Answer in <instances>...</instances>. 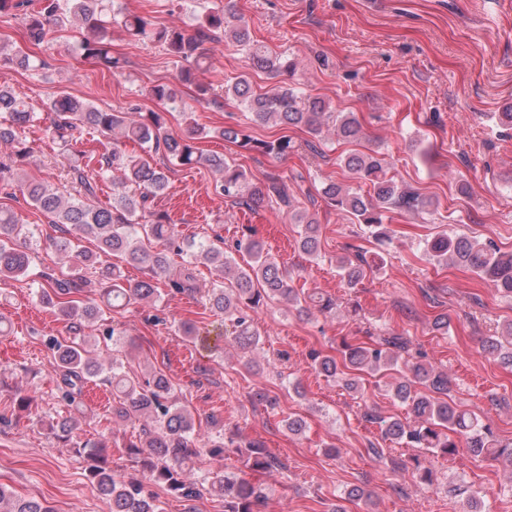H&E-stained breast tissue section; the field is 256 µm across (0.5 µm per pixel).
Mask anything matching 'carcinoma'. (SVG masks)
Listing matches in <instances>:
<instances>
[{"label":"carcinoma","mask_w":512,"mask_h":512,"mask_svg":"<svg viewBox=\"0 0 512 512\" xmlns=\"http://www.w3.org/2000/svg\"><path fill=\"white\" fill-rule=\"evenodd\" d=\"M101 0H44L39 11L27 16L29 36L41 42L50 25L67 24L83 27L87 35L81 43L83 55L97 60L108 70L119 68L112 57V24L121 25L130 35L156 42L170 54L186 63L180 80L195 85L199 95L210 93V86L198 81V74L207 68L204 44L223 34L240 48L250 68L271 75L296 70V59L274 52L267 45L251 38L249 25L234 10L233 0L224 8H202L194 14V33L185 34L176 28L151 29L140 16L106 13ZM0 65H14L23 70L37 68L26 55L8 49L0 43ZM224 93L234 97L249 113L251 122L305 130L315 141L333 136L345 142H357L362 137V125L352 112H336L320 97L306 95L293 88L273 89L258 93L253 89L248 73H241L224 86ZM149 95L161 106L160 111L142 113L134 108L128 112L104 111L87 99L67 92L54 96L46 104L53 115L52 138L70 145L74 134L82 131L111 134L112 152L99 161L98 176L107 179L116 170L122 172L119 182L112 184V202L100 205L93 201L96 181L85 174V168L75 166L72 179L81 187L78 195H67L38 181H20L24 199L49 218V223L64 227L66 236L54 242L60 263L68 269L64 278L42 271L43 281L38 291L40 301L62 319L78 328L84 322L103 317L92 299H82L84 287L95 284L107 298L111 308L124 307L132 301L148 302L160 296L155 280L169 278L170 291L184 294L195 291L198 267H214L223 274H234V286L227 291L217 286L208 289L206 302L210 309L224 314L229 322L230 340L242 352L257 348L259 334L254 329L249 310L266 299L278 298L292 306L301 305L298 289L291 284L280 262L270 254L262 241L250 236L235 243L237 252H244L249 261L241 266L234 263L226 251L209 238L190 240L179 236L175 225L162 214L146 211V204L165 193L168 176L162 166L152 162L155 155L178 165L208 167L216 176L224 196L237 204L258 203L273 199L286 210L296 224L302 225L298 247L309 257L318 256L319 224L303 211L294 208L293 199L283 179L266 183L248 180L245 171L228 165L217 155H205L195 147V140L205 129L187 121L181 133L167 130L166 115L183 112L175 91L167 85H155ZM34 121L27 104L8 86L0 85V145L12 148L16 160L31 156L33 149L20 136ZM219 135L243 147H251L276 158L285 157L296 149L290 138L272 141L254 140L233 128ZM138 143L143 154L126 153V142ZM346 170L358 181L370 186L362 188L330 180L324 183L322 194L336 209L349 213L359 223L373 229L381 241L391 239L385 221L395 209L426 211L429 203L410 187L388 176L381 153L352 152L341 159ZM96 241L97 252H88L77 244L83 238ZM37 230L17 222L9 210L0 209V278L16 279L30 271L29 250L36 246ZM425 255L437 263L464 267L478 277L490 281L497 291L512 297V253H504L490 241L475 236L442 235L428 242ZM182 259V268L170 277V255ZM119 255L125 261L145 271L141 280L121 282V275L107 257ZM362 254L341 256L336 260L339 275L347 286L355 287L365 276ZM103 339L112 342L113 349L127 343L123 329L108 325L100 330ZM55 351V380L61 400L69 405L80 402L87 383L97 381L112 388V419L138 425L135 439L126 445L127 454L146 472L149 481L163 486L172 496L185 502L196 501L204 493L219 489L224 492V512H258L265 502L261 486L233 472L205 468L208 458H222L226 450L234 449L242 467L254 472H267L280 467L277 457L256 441L226 440L224 435L209 436L203 446H197L199 433L191 411L174 397V387L161 370L141 381L123 371V363L114 358L103 366L93 345L79 336L70 341L50 340ZM486 350L502 363L512 366V323L501 337L486 340ZM314 369L324 377L340 381L349 391L361 390L363 376L395 371L390 383L394 397L408 408L409 419L382 417L372 410L364 412L366 421L379 426L383 437L400 445L427 448L451 456L461 448L483 458L504 459L512 463V446L502 445L491 428L482 424L472 413L448 402V373L423 362L412 342L405 336H379L372 344L343 341L340 356L312 352ZM91 461L89 474L102 496L110 504V512H161L155 497L146 492L137 479L117 477L101 454V443H86ZM461 497L464 512L477 510L480 492L470 487L455 488ZM0 512H54L47 503L29 497L15 496L0 485Z\"/></svg>","instance_id":"1"}]
</instances>
